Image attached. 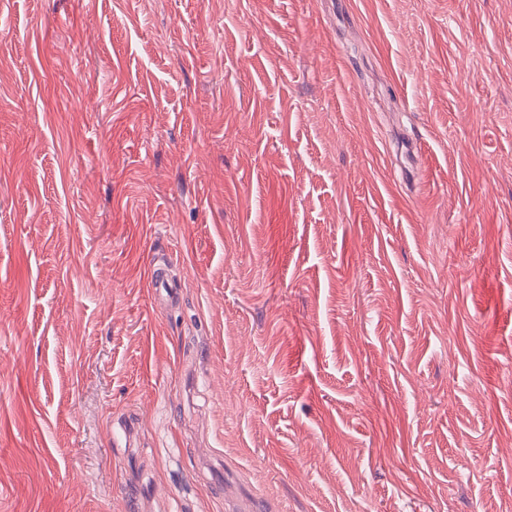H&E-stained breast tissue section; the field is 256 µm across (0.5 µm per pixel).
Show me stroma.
I'll return each mask as SVG.
<instances>
[{
    "instance_id": "1",
    "label": "stroma",
    "mask_w": 512,
    "mask_h": 512,
    "mask_svg": "<svg viewBox=\"0 0 512 512\" xmlns=\"http://www.w3.org/2000/svg\"><path fill=\"white\" fill-rule=\"evenodd\" d=\"M0 512H512V0H0Z\"/></svg>"
}]
</instances>
